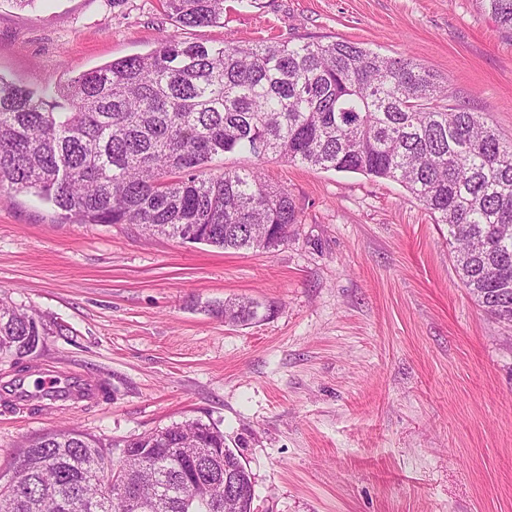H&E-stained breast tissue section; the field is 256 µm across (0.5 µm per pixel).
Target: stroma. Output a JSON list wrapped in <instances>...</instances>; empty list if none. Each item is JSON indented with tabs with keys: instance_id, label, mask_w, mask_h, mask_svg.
Returning <instances> with one entry per match:
<instances>
[{
	"instance_id": "stroma-1",
	"label": "stroma",
	"mask_w": 512,
	"mask_h": 512,
	"mask_svg": "<svg viewBox=\"0 0 512 512\" xmlns=\"http://www.w3.org/2000/svg\"><path fill=\"white\" fill-rule=\"evenodd\" d=\"M184 28L161 0H0V74L41 91L165 36L207 44L348 40L414 59L448 102L512 140V30L479 0H225ZM299 212L271 251H224L131 224H65L0 193V297L39 320L0 359V476L26 442L123 440L199 420L254 476L255 512H512V327L463 288L448 227L398 182L246 153ZM253 299L268 317L225 323ZM94 380L77 404L24 402L15 379ZM265 308L262 303L254 300H226L224 304L214 306L211 310L216 315L224 317V322L231 324L248 325L254 321L260 320L265 315L261 309Z\"/></svg>"
}]
</instances>
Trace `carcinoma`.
I'll return each instance as SVG.
<instances>
[{
    "label": "carcinoma",
    "instance_id": "cac0c4a2",
    "mask_svg": "<svg viewBox=\"0 0 512 512\" xmlns=\"http://www.w3.org/2000/svg\"><path fill=\"white\" fill-rule=\"evenodd\" d=\"M181 25L211 26L224 0H162ZM512 30V0H480ZM433 69L347 40L208 45L170 35L156 49L33 91L0 75V192H34L76 224H135L224 250H270L299 223L293 200L259 169L218 156L248 152L402 184L448 225L460 280L495 319L512 323V142L478 112L444 103ZM263 304L226 300L231 324ZM0 300V356L43 332ZM74 431L31 441L0 483V512H224V464L240 454L201 421L167 438L136 436L146 455L105 474L101 450Z\"/></svg>",
    "mask_w": 512,
    "mask_h": 512
}]
</instances>
